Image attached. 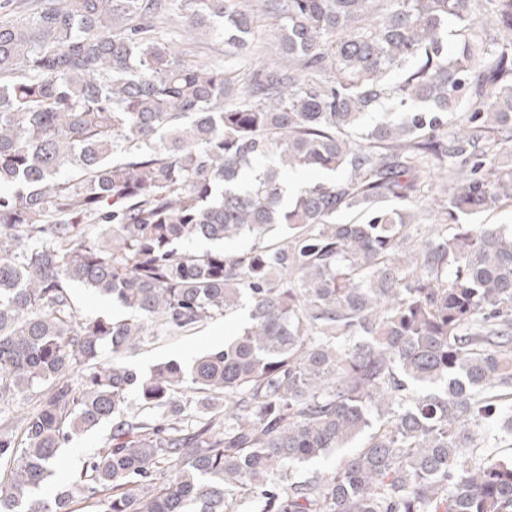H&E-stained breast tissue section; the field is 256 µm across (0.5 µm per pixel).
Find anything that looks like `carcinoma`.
Segmentation results:
<instances>
[{"instance_id": "obj_1", "label": "carcinoma", "mask_w": 512, "mask_h": 512, "mask_svg": "<svg viewBox=\"0 0 512 512\" xmlns=\"http://www.w3.org/2000/svg\"><path fill=\"white\" fill-rule=\"evenodd\" d=\"M26 4L0 0V403H31L0 512H512V457L480 451L512 436V232L467 222L512 206V0H261L276 62L242 77L174 20L249 62L243 0ZM307 169L337 178L287 197ZM71 283L134 317L78 316ZM242 306L222 348L127 363ZM111 425L112 422L104 421L92 432L75 437L63 449L65 469L69 473H78L84 466L88 455L107 444Z\"/></svg>"}]
</instances>
